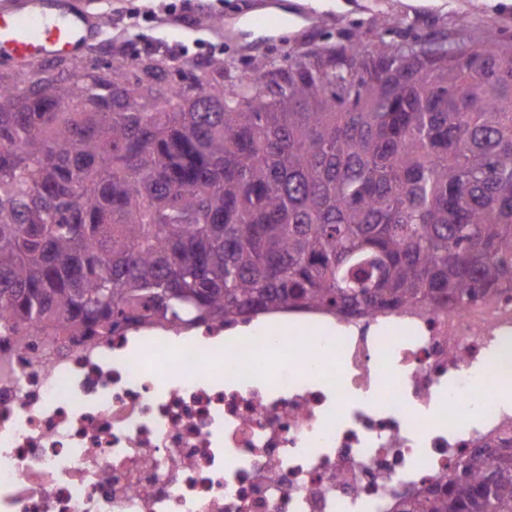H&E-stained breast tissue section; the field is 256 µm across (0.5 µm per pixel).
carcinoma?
<instances>
[{"label":"carcinoma","mask_w":512,"mask_h":512,"mask_svg":"<svg viewBox=\"0 0 512 512\" xmlns=\"http://www.w3.org/2000/svg\"><path fill=\"white\" fill-rule=\"evenodd\" d=\"M77 59L0 74V331L114 336L512 283V43L322 45L239 81ZM397 512H512V447Z\"/></svg>","instance_id":"1"}]
</instances>
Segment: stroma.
<instances>
[{
	"instance_id": "35a3bbf8",
	"label": "stroma",
	"mask_w": 512,
	"mask_h": 512,
	"mask_svg": "<svg viewBox=\"0 0 512 512\" xmlns=\"http://www.w3.org/2000/svg\"><path fill=\"white\" fill-rule=\"evenodd\" d=\"M102 28L78 56L81 66L107 71L114 48L128 62L147 52L174 60L171 83L216 58L240 79L256 60L278 62L292 50L318 45L428 38L466 33L479 41L486 26L512 39V0H277L288 22L266 33L248 27L268 0H77Z\"/></svg>"
}]
</instances>
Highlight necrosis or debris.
Listing matches in <instances>:
<instances>
[{"label":"necrosis or debris","mask_w":512,"mask_h":512,"mask_svg":"<svg viewBox=\"0 0 512 512\" xmlns=\"http://www.w3.org/2000/svg\"><path fill=\"white\" fill-rule=\"evenodd\" d=\"M0 335V512H393L512 442V287L444 311Z\"/></svg>","instance_id":"necrosis-or-debris-1"}]
</instances>
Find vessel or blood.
<instances>
[{"instance_id": "obj_1", "label": "vessel or blood", "mask_w": 512, "mask_h": 512, "mask_svg": "<svg viewBox=\"0 0 512 512\" xmlns=\"http://www.w3.org/2000/svg\"><path fill=\"white\" fill-rule=\"evenodd\" d=\"M99 28L74 0H20L0 7V56L34 60L76 55Z\"/></svg>"}]
</instances>
